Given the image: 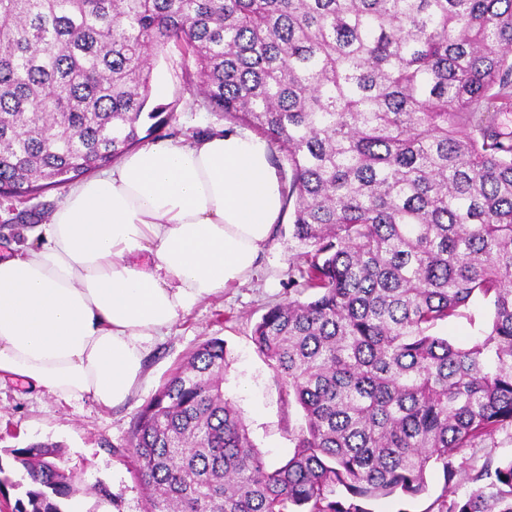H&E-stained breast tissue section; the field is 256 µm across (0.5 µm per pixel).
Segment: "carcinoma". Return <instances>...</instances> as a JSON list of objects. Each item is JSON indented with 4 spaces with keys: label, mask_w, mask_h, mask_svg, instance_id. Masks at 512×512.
I'll list each match as a JSON object with an SVG mask.
<instances>
[{
    "label": "carcinoma",
    "mask_w": 512,
    "mask_h": 512,
    "mask_svg": "<svg viewBox=\"0 0 512 512\" xmlns=\"http://www.w3.org/2000/svg\"><path fill=\"white\" fill-rule=\"evenodd\" d=\"M171 44L207 109L290 167L308 295L252 340L305 428L269 467L224 398V340L205 342L136 419L147 512H370L437 467V512H512V458L453 462L512 439V0H0V195L66 186L167 125L146 107ZM476 299L480 335L434 333ZM6 453L29 480L13 512H64L61 445Z\"/></svg>",
    "instance_id": "carcinoma-1"
}]
</instances>
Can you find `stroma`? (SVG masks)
Segmentation results:
<instances>
[{"label": "stroma", "mask_w": 512, "mask_h": 512, "mask_svg": "<svg viewBox=\"0 0 512 512\" xmlns=\"http://www.w3.org/2000/svg\"><path fill=\"white\" fill-rule=\"evenodd\" d=\"M186 63L176 48L154 62L152 105L163 106L171 120L155 134L190 143L230 125L229 117L207 110L201 97L187 86ZM67 188H53L23 197H0V256L19 252L32 243L37 225L47 223L64 201ZM292 217L284 215L257 271L244 282L206 298L181 316L168 336L158 340L146 363V379L122 406L105 408L89 399L65 402L25 387L12 379L0 381V470L19 479L7 451L33 440L64 448L62 463L81 473L86 485L72 497L80 512H98L101 501L88 484H109L118 501L112 512H145L142 486L133 475L134 459L127 449L135 419L158 389L207 340L224 339L229 367L224 396L246 418L249 435L267 465L276 467L294 451L293 436L305 425L301 408L289 401L269 363L251 339L255 324L272 305L300 298L303 251L291 236ZM444 486L441 470L427 475V490L417 497L393 495L369 502L370 512H432Z\"/></svg>", "instance_id": "stroma-1"}]
</instances>
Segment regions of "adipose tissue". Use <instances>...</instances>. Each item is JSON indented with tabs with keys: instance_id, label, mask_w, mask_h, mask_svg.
Instances as JSON below:
<instances>
[{
	"instance_id": "adipose-tissue-1",
	"label": "adipose tissue",
	"mask_w": 512,
	"mask_h": 512,
	"mask_svg": "<svg viewBox=\"0 0 512 512\" xmlns=\"http://www.w3.org/2000/svg\"><path fill=\"white\" fill-rule=\"evenodd\" d=\"M283 210L269 144L243 128L132 151L0 258V377L123 404L153 344L256 271Z\"/></svg>"
}]
</instances>
